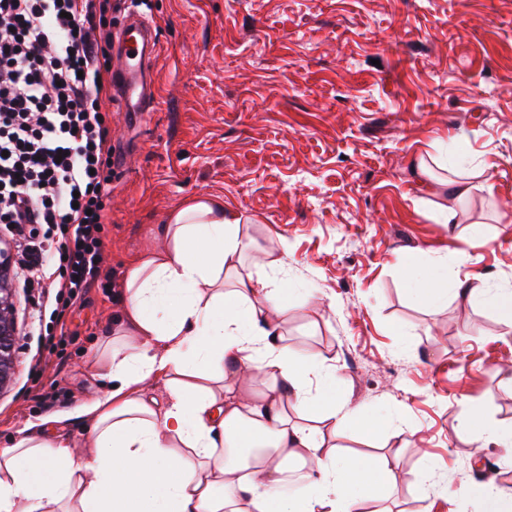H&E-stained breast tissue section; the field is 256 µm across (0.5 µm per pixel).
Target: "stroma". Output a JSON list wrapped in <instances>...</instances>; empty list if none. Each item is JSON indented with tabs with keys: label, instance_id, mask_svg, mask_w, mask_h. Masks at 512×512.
<instances>
[{
	"label": "stroma",
	"instance_id": "stroma-1",
	"mask_svg": "<svg viewBox=\"0 0 512 512\" xmlns=\"http://www.w3.org/2000/svg\"><path fill=\"white\" fill-rule=\"evenodd\" d=\"M134 13L156 35L155 104L126 123L112 104L107 267L123 279L193 197L251 216L286 259L289 346L335 366L340 403L394 421L376 442L332 439L395 463L365 512H480L473 490L505 487L512 447H482L462 419L512 430V335L480 302L418 300L398 264L444 263L450 290L512 286V0H120L105 22ZM454 148L484 170L460 203L442 184ZM121 303L92 288L42 375L18 357L0 448L47 417L38 393L63 412L104 392L93 362Z\"/></svg>",
	"mask_w": 512,
	"mask_h": 512
}]
</instances>
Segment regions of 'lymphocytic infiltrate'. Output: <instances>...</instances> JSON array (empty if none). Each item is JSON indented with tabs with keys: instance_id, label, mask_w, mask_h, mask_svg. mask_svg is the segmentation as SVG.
Returning a JSON list of instances; mask_svg holds the SVG:
<instances>
[{
	"instance_id": "obj_1",
	"label": "lymphocytic infiltrate",
	"mask_w": 512,
	"mask_h": 512,
	"mask_svg": "<svg viewBox=\"0 0 512 512\" xmlns=\"http://www.w3.org/2000/svg\"><path fill=\"white\" fill-rule=\"evenodd\" d=\"M112 0H0V229L37 333L33 367L103 268L112 192Z\"/></svg>"
}]
</instances>
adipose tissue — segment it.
Returning <instances> with one entry per match:
<instances>
[{"label":"adipose tissue","instance_id":"ef3b65f1","mask_svg":"<svg viewBox=\"0 0 512 512\" xmlns=\"http://www.w3.org/2000/svg\"><path fill=\"white\" fill-rule=\"evenodd\" d=\"M247 224L208 195L168 212L163 245L126 270L120 342L96 359L107 390L70 413L89 424V452L58 428L18 430L0 448V512H362L390 481L389 460L327 444L322 426L343 430L352 412L322 395L335 367L289 347L271 276L284 261ZM401 269L417 298L447 301L442 270ZM292 465L298 494L283 489Z\"/></svg>","mask_w":512,"mask_h":512}]
</instances>
